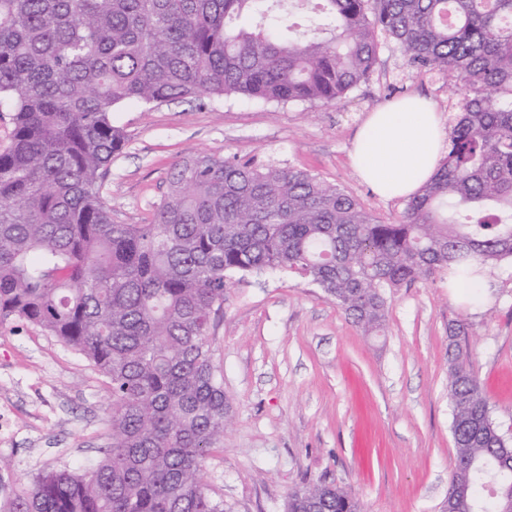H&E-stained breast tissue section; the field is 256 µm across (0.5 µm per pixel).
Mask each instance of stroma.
Returning <instances> with one entry per match:
<instances>
[{
  "label": "stroma",
  "instance_id": "stroma-1",
  "mask_svg": "<svg viewBox=\"0 0 512 512\" xmlns=\"http://www.w3.org/2000/svg\"><path fill=\"white\" fill-rule=\"evenodd\" d=\"M418 94L443 120L463 93L408 66L382 41L369 76L331 105L238 98L127 104V143L103 192L118 224H142L172 165L205 152L256 156L318 173L381 221L406 202L375 194L350 161L354 134L384 103ZM481 305L447 276L395 291L384 335H365L317 285L268 271L231 284L215 328L229 404L224 436L203 463L235 512H285L304 483L348 487L364 512H441L455 459L448 404V327L469 332L471 368L491 416L512 435V265L492 269ZM106 378L38 326L0 323V503L50 469L87 467L112 445Z\"/></svg>",
  "mask_w": 512,
  "mask_h": 512
}]
</instances>
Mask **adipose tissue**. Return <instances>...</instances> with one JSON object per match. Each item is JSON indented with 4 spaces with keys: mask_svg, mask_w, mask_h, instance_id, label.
<instances>
[{
    "mask_svg": "<svg viewBox=\"0 0 512 512\" xmlns=\"http://www.w3.org/2000/svg\"><path fill=\"white\" fill-rule=\"evenodd\" d=\"M446 132L425 97L392 101L369 113L350 155L360 178L385 198H407L434 176Z\"/></svg>",
    "mask_w": 512,
    "mask_h": 512,
    "instance_id": "obj_1",
    "label": "adipose tissue"
}]
</instances>
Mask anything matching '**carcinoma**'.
Masks as SVG:
<instances>
[{
    "mask_svg": "<svg viewBox=\"0 0 512 512\" xmlns=\"http://www.w3.org/2000/svg\"><path fill=\"white\" fill-rule=\"evenodd\" d=\"M0 0V321L41 327L89 359L112 395V447L45 471L0 512H233L202 463L228 403L214 326L234 274L317 284L366 335L397 288L512 263V0ZM464 91L434 177L385 223L318 175L196 154L176 162L146 224L102 195L126 144L112 113L210 97L328 104L371 72L380 39ZM456 448L448 512H506L512 439L448 328ZM286 512H362L344 486L288 494Z\"/></svg>",
    "mask_w": 512,
    "mask_h": 512,
    "instance_id": "cac0c4a2",
    "label": "carcinoma"
}]
</instances>
